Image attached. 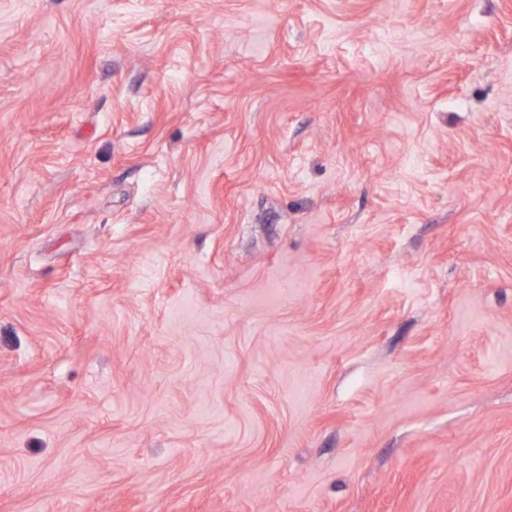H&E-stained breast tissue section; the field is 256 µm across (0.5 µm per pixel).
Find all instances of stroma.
<instances>
[{
  "instance_id": "obj_1",
  "label": "stroma",
  "mask_w": 512,
  "mask_h": 512,
  "mask_svg": "<svg viewBox=\"0 0 512 512\" xmlns=\"http://www.w3.org/2000/svg\"><path fill=\"white\" fill-rule=\"evenodd\" d=\"M0 512H512V0H0Z\"/></svg>"
}]
</instances>
